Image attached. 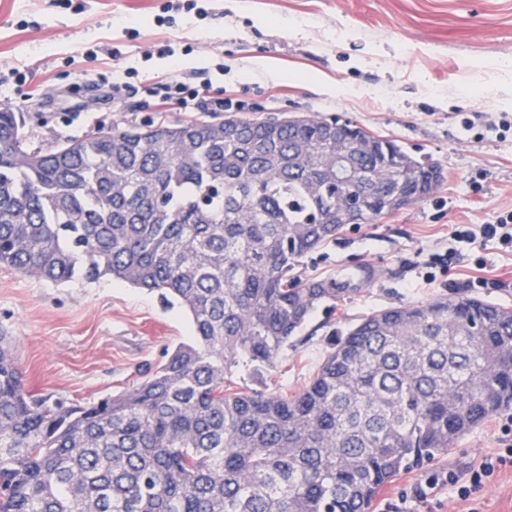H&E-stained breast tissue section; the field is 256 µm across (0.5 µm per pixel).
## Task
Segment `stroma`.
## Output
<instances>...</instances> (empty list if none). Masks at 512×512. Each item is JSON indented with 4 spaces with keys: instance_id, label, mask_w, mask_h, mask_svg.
Returning a JSON list of instances; mask_svg holds the SVG:
<instances>
[{
    "instance_id": "stroma-1",
    "label": "stroma",
    "mask_w": 512,
    "mask_h": 512,
    "mask_svg": "<svg viewBox=\"0 0 512 512\" xmlns=\"http://www.w3.org/2000/svg\"><path fill=\"white\" fill-rule=\"evenodd\" d=\"M172 53L161 56L162 48ZM266 59L284 72L254 69ZM180 67L181 80L210 83L245 119L343 115L394 140L445 174L427 200L350 228L305 259L309 276L380 271L335 311H316L304 344L265 370L269 391L293 392L316 371L326 338L381 308L427 302L455 290L512 307V248L451 241L512 211V0H0V109L24 113L33 147L113 124L189 121L159 110L146 74ZM128 86L112 94L114 76ZM486 283L475 286L477 258ZM0 330L16 342L26 389L87 405L136 385L165 348L192 334L186 312L157 294L112 282L57 285L0 265ZM498 416L429 466L389 483L373 512H512V466L468 498L430 474H466L512 444Z\"/></svg>"
}]
</instances>
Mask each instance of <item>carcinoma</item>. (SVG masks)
I'll list each match as a JSON object with an SVG mask.
<instances>
[{"mask_svg": "<svg viewBox=\"0 0 512 512\" xmlns=\"http://www.w3.org/2000/svg\"><path fill=\"white\" fill-rule=\"evenodd\" d=\"M348 179L336 181V141ZM443 170L338 116L97 127L28 146L0 109V264L176 303L190 340L88 406L35 397L0 332V512H372L382 488L512 408V307L464 291L331 334L291 395L253 381L377 276H308L345 198L373 224Z\"/></svg>", "mask_w": 512, "mask_h": 512, "instance_id": "1", "label": "carcinoma"}]
</instances>
